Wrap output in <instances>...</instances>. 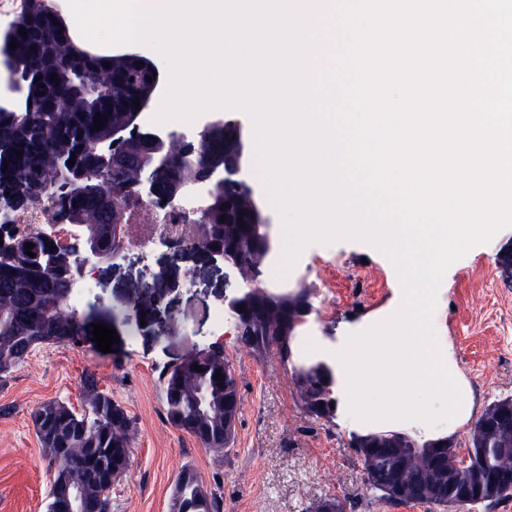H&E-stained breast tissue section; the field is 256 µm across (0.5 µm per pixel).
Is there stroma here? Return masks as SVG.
<instances>
[{"label": "stroma", "instance_id": "stroma-1", "mask_svg": "<svg viewBox=\"0 0 512 512\" xmlns=\"http://www.w3.org/2000/svg\"><path fill=\"white\" fill-rule=\"evenodd\" d=\"M509 242L512 227L471 248L447 269L437 291L433 327L454 375L468 387L472 419L452 428L439 422L428 431L450 435L462 459L473 418L512 397V287L496 260ZM297 264L314 306L308 320L323 346L347 341L403 296L395 266L367 242L312 243ZM239 281L234 266L195 251L171 263L161 250L129 249L98 268L77 311L85 325L114 329L119 342L107 354L89 334L75 346L38 348L0 386V512H44L51 475L30 412L50 399L84 407L88 375L134 422L130 467L112 488V512H169L176 479L188 467L223 498L224 512H308L332 495L347 501L346 512H449L432 504L394 505L369 492L344 411L329 421L309 416L276 351L256 356L235 330L218 329L224 292ZM216 344L241 395L235 442L223 451L202 447L169 423L160 379L166 367Z\"/></svg>", "mask_w": 512, "mask_h": 512}]
</instances>
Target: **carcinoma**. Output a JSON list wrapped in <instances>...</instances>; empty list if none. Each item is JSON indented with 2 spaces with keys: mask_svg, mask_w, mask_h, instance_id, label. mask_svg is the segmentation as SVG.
Listing matches in <instances>:
<instances>
[{
  "mask_svg": "<svg viewBox=\"0 0 512 512\" xmlns=\"http://www.w3.org/2000/svg\"><path fill=\"white\" fill-rule=\"evenodd\" d=\"M26 28L27 36L19 33ZM18 47L10 50L13 73L26 85L32 110L18 117L0 114V208L21 211L40 209L48 202L56 217L85 225L86 242L91 247L112 251L113 230L124 205L114 195L128 191L136 166L150 153L160 150L146 146L136 126L133 108L136 100L150 95L155 77L150 62L124 55H98L84 61L78 50L59 33L46 0H27L8 30ZM110 66L105 68L103 63ZM56 80H50L52 74ZM104 120L101 129L96 119ZM115 127L127 129L125 140L112 151L106 169L107 180L90 176L100 167L89 143L112 134ZM234 132H219L203 146L206 159L224 163V155L236 152ZM76 158H71V155ZM74 164H69V160ZM7 171H2V168ZM89 173L82 190L66 189L67 181L78 173ZM199 174L190 162L172 174L156 178L153 192L159 197L171 194L179 181ZM246 196L235 188H215L208 207L205 243L217 249L237 250L254 236L256 224H225V213L246 215ZM6 247L0 255V384L26 363L39 346H68L80 343L85 335L77 310L67 305L71 292L69 269L73 258L50 248L52 242L41 236L9 229L4 233ZM36 254L27 255L25 244ZM498 264L506 280L512 281V243L498 254ZM291 293L256 295L248 303L252 313L250 328L240 342L255 353L274 346L282 363L293 362L295 326L289 323ZM320 360L295 364L302 400L310 414L324 418L335 403L333 386L319 367ZM200 366L197 371L194 366ZM220 372L223 380L214 379ZM163 401L168 421L194 437L205 448H228L234 440L241 399L234 372L224 350L198 356L168 368L161 377ZM89 408L77 411L57 399L40 403L30 414L42 456L54 468L51 485L65 482L72 474L85 486V512H112V486L127 472L130 462L132 418L112 396L99 390L90 375L85 380ZM491 420L482 415L471 434L467 464L481 473L497 461L503 440L487 430ZM226 437L216 442L215 432ZM428 449V455L415 462L423 469L448 462L446 439H414L405 433L375 431L356 435L351 446L363 449V470L375 484L396 483L393 471L385 466L387 457L411 443ZM428 503L459 508L458 498L448 496V485L439 486ZM170 512H224V501L206 489L196 473L184 469L178 476L170 501Z\"/></svg>",
  "mask_w": 512,
  "mask_h": 512,
  "instance_id": "carcinoma-1",
  "label": "carcinoma"
}]
</instances>
